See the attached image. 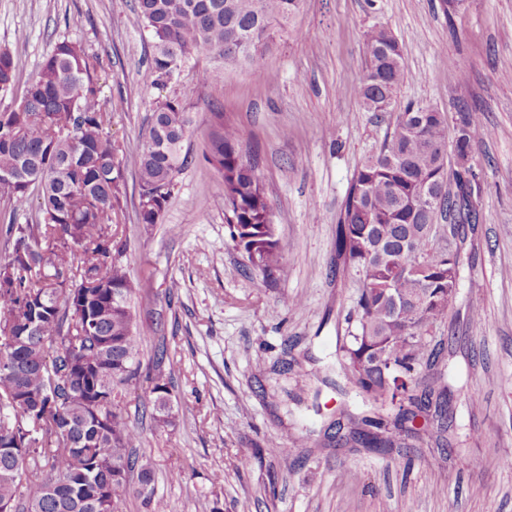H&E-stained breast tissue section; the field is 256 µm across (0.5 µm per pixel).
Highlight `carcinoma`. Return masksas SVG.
<instances>
[{
    "label": "carcinoma",
    "mask_w": 512,
    "mask_h": 512,
    "mask_svg": "<svg viewBox=\"0 0 512 512\" xmlns=\"http://www.w3.org/2000/svg\"><path fill=\"white\" fill-rule=\"evenodd\" d=\"M301 0H137L151 42L152 84L179 81L196 55L236 70L261 58ZM366 70L356 89L363 109L386 112L406 78L399 43L387 28L364 35ZM21 57L0 51V102L12 95ZM96 61L62 40L16 103L0 109V505L12 512H105L95 491L112 485L111 512L131 496L161 512L151 459L141 457L127 397L139 382L143 336L131 306L135 288L112 230L124 174L108 131ZM462 148L485 131L466 105ZM192 118L180 96L150 103L148 131L134 161L138 220L158 224L187 157ZM242 135L219 124L206 160L224 178V222L251 266L272 279L283 247ZM470 181L448 182V117L430 107L399 113L378 153L355 174L338 219L336 247L361 289L355 332L343 347L346 375L369 414L350 419L366 446L392 448L415 433L420 414L446 418L451 391L434 371L444 352L430 332L448 315V289L460 286L461 252L437 249L439 219L457 217L453 236L472 223ZM38 203V218L17 215ZM137 400L155 427L175 425L161 396ZM146 485L149 493L139 487Z\"/></svg>",
    "instance_id": "cac0c4a2"
}]
</instances>
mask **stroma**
Here are the masks:
<instances>
[{
  "label": "stroma",
  "mask_w": 512,
  "mask_h": 512,
  "mask_svg": "<svg viewBox=\"0 0 512 512\" xmlns=\"http://www.w3.org/2000/svg\"><path fill=\"white\" fill-rule=\"evenodd\" d=\"M135 4L0 0V50L24 62L18 98L61 40L97 59L126 185L112 221L146 337L135 394L150 397L147 377L159 368L179 405L165 431L132 418L166 512H512V0L455 9L444 0H302L259 63L202 84L199 69L216 61L194 56L165 87L149 78ZM373 26L396 37L408 73L388 113L362 111L355 94ZM174 94L187 95L193 118L189 159L161 223L142 224L134 161L150 102ZM461 103L487 135L472 146L477 221L466 227L461 285L435 331L453 391L450 448L438 447L432 423L404 448L337 444L341 411H366L336 355L360 289L336 249L347 188L379 151L391 113L414 104L451 116ZM222 121L239 127L258 162L284 249L272 281L224 222V180L206 160ZM476 314L478 327L469 322ZM162 343L168 356L158 366ZM463 453L479 468H462ZM348 469L359 480H345Z\"/></svg>",
  "instance_id": "stroma-1"
}]
</instances>
